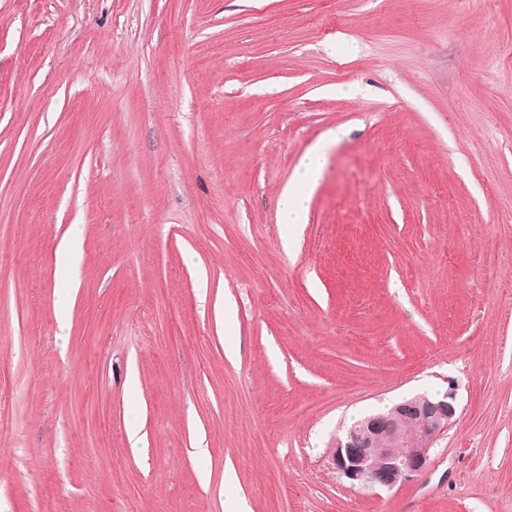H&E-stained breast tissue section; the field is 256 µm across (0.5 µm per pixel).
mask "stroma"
<instances>
[{
	"instance_id": "stroma-1",
	"label": "stroma",
	"mask_w": 512,
	"mask_h": 512,
	"mask_svg": "<svg viewBox=\"0 0 512 512\" xmlns=\"http://www.w3.org/2000/svg\"><path fill=\"white\" fill-rule=\"evenodd\" d=\"M451 386L423 474L333 469ZM232 497L512 512V0H0V512ZM326 143L311 147L296 167L294 177L279 200L283 224H303L313 193L319 185L325 168ZM81 239L80 225L74 224L72 225L68 236L62 239L59 243L58 250L70 258V264L63 270L65 277H70L73 274L74 264L80 251Z\"/></svg>"
}]
</instances>
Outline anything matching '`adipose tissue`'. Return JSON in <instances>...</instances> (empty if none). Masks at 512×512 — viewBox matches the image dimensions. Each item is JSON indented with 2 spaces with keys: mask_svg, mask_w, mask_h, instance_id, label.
<instances>
[{
  "mask_svg": "<svg viewBox=\"0 0 512 512\" xmlns=\"http://www.w3.org/2000/svg\"><path fill=\"white\" fill-rule=\"evenodd\" d=\"M325 143H317L304 155L294 177L284 189L279 200L283 223H303L313 193L319 185L325 168Z\"/></svg>",
  "mask_w": 512,
  "mask_h": 512,
  "instance_id": "ef3b65f1",
  "label": "adipose tissue"
}]
</instances>
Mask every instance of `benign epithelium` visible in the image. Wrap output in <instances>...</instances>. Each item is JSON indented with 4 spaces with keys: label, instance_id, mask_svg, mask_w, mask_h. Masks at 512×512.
<instances>
[{
    "label": "benign epithelium",
    "instance_id": "benign-epithelium-1",
    "mask_svg": "<svg viewBox=\"0 0 512 512\" xmlns=\"http://www.w3.org/2000/svg\"><path fill=\"white\" fill-rule=\"evenodd\" d=\"M457 414L454 387L442 395H418L387 413L364 417L336 440L331 464L353 487L392 489L430 466V450Z\"/></svg>",
    "mask_w": 512,
    "mask_h": 512
}]
</instances>
